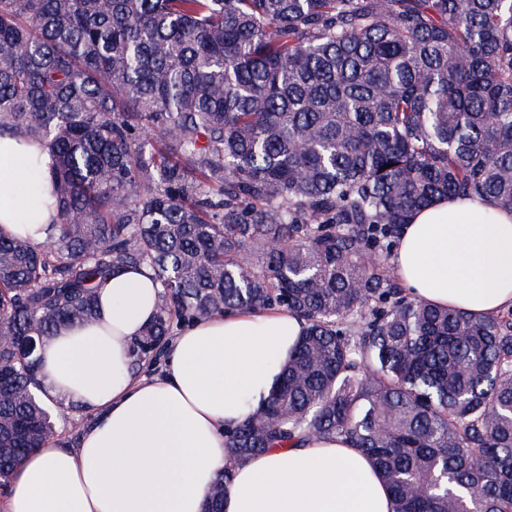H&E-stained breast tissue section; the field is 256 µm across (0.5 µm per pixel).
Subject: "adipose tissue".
Listing matches in <instances>:
<instances>
[{
	"label": "adipose tissue",
	"instance_id": "1",
	"mask_svg": "<svg viewBox=\"0 0 512 512\" xmlns=\"http://www.w3.org/2000/svg\"><path fill=\"white\" fill-rule=\"evenodd\" d=\"M50 157L0 135V233L44 242L58 216ZM392 263L408 291L491 315L512 307V213L450 198L413 213ZM147 268L114 271L96 317L61 327L39 349L38 394L92 411L77 446L49 441L13 474L0 512H204L230 473L224 512H393L364 455L342 441L234 458L224 433L276 387L304 328L287 310L198 318L137 371L134 344L156 313Z\"/></svg>",
	"mask_w": 512,
	"mask_h": 512
}]
</instances>
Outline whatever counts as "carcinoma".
I'll list each match as a JSON object with an SVG mask.
<instances>
[{
  "instance_id": "obj_1",
  "label": "carcinoma",
  "mask_w": 512,
  "mask_h": 512,
  "mask_svg": "<svg viewBox=\"0 0 512 512\" xmlns=\"http://www.w3.org/2000/svg\"><path fill=\"white\" fill-rule=\"evenodd\" d=\"M4 132L49 150L59 223L0 235L1 492L54 438L40 346L146 266L141 359L196 317L306 323L234 455L336 437L394 512H512V310L411 298L388 265L441 198L512 212V0H0Z\"/></svg>"
}]
</instances>
